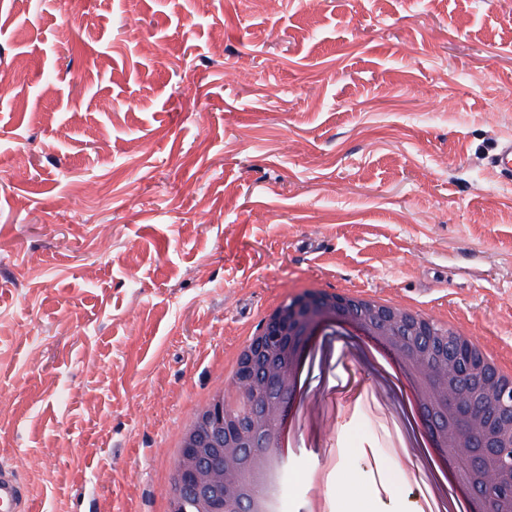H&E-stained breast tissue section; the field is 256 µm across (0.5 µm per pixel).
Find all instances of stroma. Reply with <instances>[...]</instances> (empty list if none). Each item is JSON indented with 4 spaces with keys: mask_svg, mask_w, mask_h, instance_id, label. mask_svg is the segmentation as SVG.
<instances>
[{
    "mask_svg": "<svg viewBox=\"0 0 512 512\" xmlns=\"http://www.w3.org/2000/svg\"><path fill=\"white\" fill-rule=\"evenodd\" d=\"M505 138L512 0H0V465L39 512H163L179 424L307 284L512 351ZM293 455L283 512L319 474L423 504L364 409ZM491 164L499 170V173L512 179V139L501 141L496 146V151L490 159Z\"/></svg>",
    "mask_w": 512,
    "mask_h": 512,
    "instance_id": "stroma-1",
    "label": "stroma"
}]
</instances>
